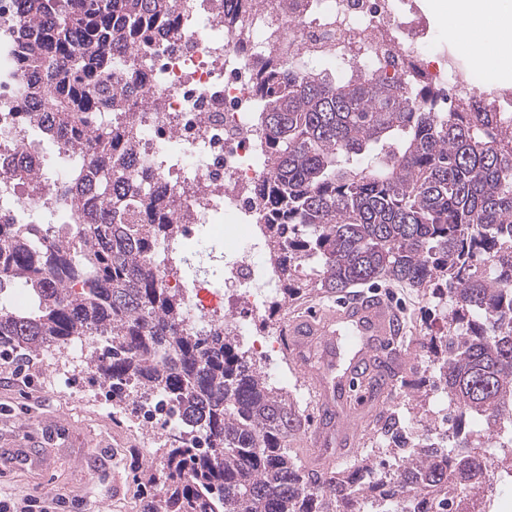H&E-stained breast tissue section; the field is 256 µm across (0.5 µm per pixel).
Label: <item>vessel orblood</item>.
<instances>
[{
  "instance_id": "vessel-or-blood-1",
  "label": "vessel or blood",
  "mask_w": 512,
  "mask_h": 512,
  "mask_svg": "<svg viewBox=\"0 0 512 512\" xmlns=\"http://www.w3.org/2000/svg\"><path fill=\"white\" fill-rule=\"evenodd\" d=\"M399 316L384 298L361 296L337 303L322 317L289 319L288 356L294 367L309 378L317 393L319 424L312 434L314 447L334 453L336 462L349 458L358 440L361 421L349 414L346 404L356 384L365 382L372 369V354L381 344L391 343ZM355 336L357 345L344 369L336 367V338L340 331ZM323 347L321 361H314L316 347ZM43 461L27 440L0 447V469L38 473Z\"/></svg>"
}]
</instances>
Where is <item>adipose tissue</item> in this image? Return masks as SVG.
Wrapping results in <instances>:
<instances>
[{"instance_id":"ef3b65f1","label":"adipose tissue","mask_w":512,"mask_h":512,"mask_svg":"<svg viewBox=\"0 0 512 512\" xmlns=\"http://www.w3.org/2000/svg\"><path fill=\"white\" fill-rule=\"evenodd\" d=\"M439 17L474 69L504 74L512 70V12L504 9L503 0H448Z\"/></svg>"}]
</instances>
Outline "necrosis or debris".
<instances>
[{"mask_svg":"<svg viewBox=\"0 0 512 512\" xmlns=\"http://www.w3.org/2000/svg\"><path fill=\"white\" fill-rule=\"evenodd\" d=\"M19 12L18 0H0V213L16 224L76 225L55 136L27 111ZM174 13L178 38L160 31L138 54L113 55L125 109L101 113L100 124L131 144L134 180L168 214L151 255L161 287L180 291L190 326L231 330L263 357L274 345L252 325L281 288L253 198L269 172L261 106L272 66L409 81L429 88V111L479 104L511 118L512 83L480 81L414 0H174ZM206 224L222 227L221 255L194 234ZM204 255L221 265L223 287L197 267Z\"/></svg>","mask_w":512,"mask_h":512,"instance_id":"necrosis-or-debris-1","label":"necrosis or debris"}]
</instances>
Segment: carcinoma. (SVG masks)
I'll list each match as a JSON object with an SVG mask.
<instances>
[{"instance_id":"obj_1","label":"carcinoma","mask_w":512,"mask_h":512,"mask_svg":"<svg viewBox=\"0 0 512 512\" xmlns=\"http://www.w3.org/2000/svg\"><path fill=\"white\" fill-rule=\"evenodd\" d=\"M30 107L63 143L84 127L93 143L73 178L78 235L0 222V298L23 288L25 311L0 306V351L22 361L96 337L85 373L112 400L143 413L150 391L175 403L161 478L142 512H392L395 501L470 482L482 432L512 421V124L498 112H428L418 91L379 78L340 80L278 69L263 103L271 177L258 205L282 211L267 251L283 300L345 294L380 281L429 291L426 360L407 407L379 415L372 455L342 472L305 466L291 448L302 426L235 336H203L161 288L150 256L166 216L141 194L127 152L94 126L114 105L112 53L137 51L154 23L179 35L172 0H20ZM458 411L454 446L435 433L429 389ZM496 465L512 470V441Z\"/></svg>"}]
</instances>
